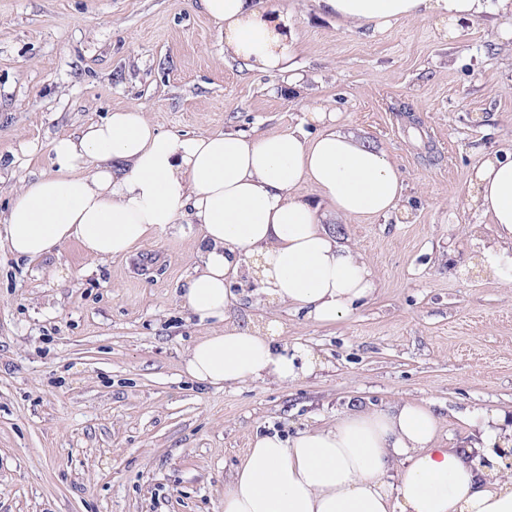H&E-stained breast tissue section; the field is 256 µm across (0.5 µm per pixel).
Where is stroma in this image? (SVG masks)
<instances>
[{
  "instance_id": "stroma-1",
  "label": "stroma",
  "mask_w": 512,
  "mask_h": 512,
  "mask_svg": "<svg viewBox=\"0 0 512 512\" xmlns=\"http://www.w3.org/2000/svg\"><path fill=\"white\" fill-rule=\"evenodd\" d=\"M287 2L296 92L226 60L197 0H0V212L48 171L53 139L112 110L142 108L163 132L273 134L311 103L390 154L410 211L334 225L376 273L374 297L334 323L266 312L245 275L234 319H277L320 358L287 386L186 374V348L211 330L181 299L200 263L187 218L107 261L74 242L32 262L1 247L0 512H224L255 433L401 399L433 403L452 447L477 412L512 421V285L484 269L495 227L470 202L481 157L512 152V16L447 38L428 15L373 32Z\"/></svg>"
}]
</instances>
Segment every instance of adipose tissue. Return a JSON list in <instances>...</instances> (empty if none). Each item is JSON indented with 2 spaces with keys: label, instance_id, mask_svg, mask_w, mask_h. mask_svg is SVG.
<instances>
[{
  "label": "adipose tissue",
  "instance_id": "adipose-tissue-1",
  "mask_svg": "<svg viewBox=\"0 0 512 512\" xmlns=\"http://www.w3.org/2000/svg\"><path fill=\"white\" fill-rule=\"evenodd\" d=\"M224 37V53L258 73L286 75L298 86L295 14L266 0H198ZM341 23L380 31L432 14L448 31L487 12H512V0H316ZM317 103L301 125L275 134L195 136L156 129L139 107L116 109L56 138L52 169L23 179L0 239L15 256L39 259L66 243L105 261L129 255L191 213L200 226L201 262L183 286L184 305L216 329L185 353V372L212 386L288 385L313 373L312 348L279 343L236 322L232 286L256 264L265 303L290 305L331 323L376 289L362 253L326 225L398 209L399 170L383 149L342 130ZM302 182L319 198L295 194ZM473 206L496 226L482 260L499 273L512 246V154L486 156L474 169ZM471 425L472 450L447 448L430 404L403 399L385 409L358 408L333 425L290 438L255 435L224 484V512H512V471L503 456L512 426L482 411Z\"/></svg>",
  "mask_w": 512,
  "mask_h": 512
}]
</instances>
